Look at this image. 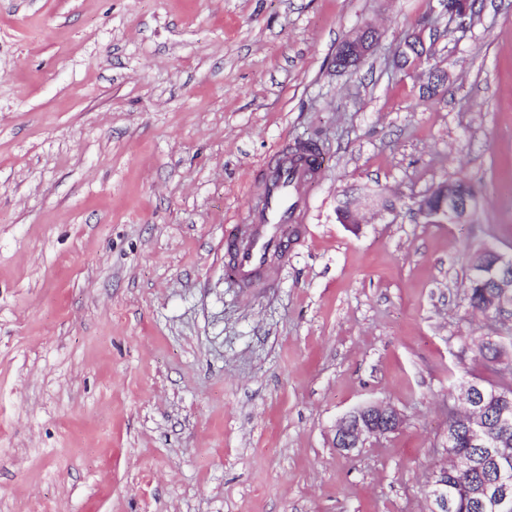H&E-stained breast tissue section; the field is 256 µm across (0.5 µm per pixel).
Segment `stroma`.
Returning <instances> with one entry per match:
<instances>
[{
	"label": "stroma",
	"mask_w": 512,
	"mask_h": 512,
	"mask_svg": "<svg viewBox=\"0 0 512 512\" xmlns=\"http://www.w3.org/2000/svg\"><path fill=\"white\" fill-rule=\"evenodd\" d=\"M425 18L431 58L396 68ZM301 139L307 235L242 292L224 234ZM459 177L473 220L415 217ZM363 189L400 204L355 233ZM486 243L512 252V0H0V512H425L456 388L492 376ZM370 402L402 423L345 455ZM376 41V35L372 38L369 30L366 28L354 31L344 40L339 48L341 63L343 65L347 64L343 61L346 59L348 65L346 67L339 65V67L344 69L349 68V63L353 61L356 64L360 63L370 53Z\"/></svg>",
	"instance_id": "1"
}]
</instances>
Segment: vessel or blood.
I'll return each instance as SVG.
<instances>
[{"instance_id": "obj_1", "label": "vessel or blood", "mask_w": 512, "mask_h": 512, "mask_svg": "<svg viewBox=\"0 0 512 512\" xmlns=\"http://www.w3.org/2000/svg\"><path fill=\"white\" fill-rule=\"evenodd\" d=\"M319 173L318 154L297 142L257 175L244 222L224 237V260L236 287L249 291L278 281L290 252L306 236L305 189Z\"/></svg>"}]
</instances>
